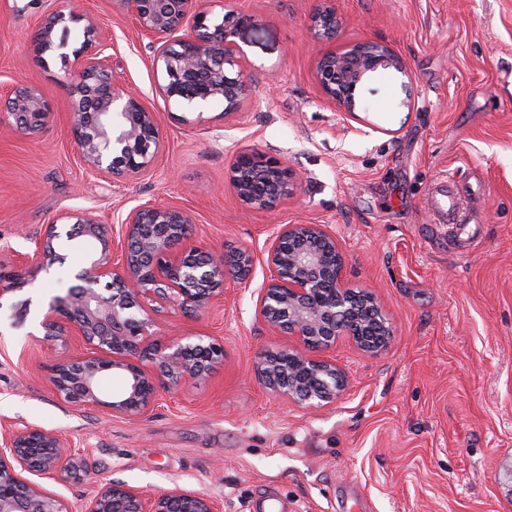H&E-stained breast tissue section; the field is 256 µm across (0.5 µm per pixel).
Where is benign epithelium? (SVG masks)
I'll return each instance as SVG.
<instances>
[{
  "label": "benign epithelium",
  "mask_w": 512,
  "mask_h": 512,
  "mask_svg": "<svg viewBox=\"0 0 512 512\" xmlns=\"http://www.w3.org/2000/svg\"><path fill=\"white\" fill-rule=\"evenodd\" d=\"M139 29L153 38L152 65L163 76L164 95L192 109L214 100L235 112L251 97L240 29L255 17L235 10L216 15L198 0H119ZM332 0H320L311 24L323 37L338 25ZM83 24L82 41L70 42V25ZM99 25L73 10L42 19L36 52H57L73 64L67 83L69 130L87 169L123 181L155 167L162 138L155 117L125 88L102 56ZM408 74L403 59L389 46L365 41L324 53L317 80L327 104L356 115L362 109L357 89L371 73ZM52 103L28 82L0 96V126L36 136L53 121ZM230 183L237 197L256 211H271L292 194L297 180L288 163L258 149L238 153ZM191 214L172 206L131 210L121 224L120 248L97 217L72 212L46 225L33 254L19 264H0V299L25 286L27 266L47 268L64 261L54 248L60 237L77 245L97 243L78 274L81 284L49 303L39 326L49 346L74 338L86 352L60 360L51 369L55 393L77 407L101 406L112 413L142 417L161 394H175L207 380L224 362V346L198 335L165 336L154 316L167 306L200 316L224 297L229 281L246 284L254 257L245 249L214 253L189 243ZM269 275L260 288L256 313L275 333L297 340L294 347L260 354L256 364L265 388L306 408L336 401L348 386L346 373L324 353L342 336L374 356L394 335L390 319L370 289L346 281L345 258L336 238L321 224H278L265 259ZM376 313L382 340L364 339L368 323L358 308ZM110 370L123 378L122 389L104 400L98 381ZM79 460L62 434L42 428L15 431L0 441V512H75L60 496L24 477L48 475L65 481L77 474ZM80 512H222L216 499L173 487L148 494L111 481L100 484Z\"/></svg>",
  "instance_id": "benign-epithelium-1"
}]
</instances>
